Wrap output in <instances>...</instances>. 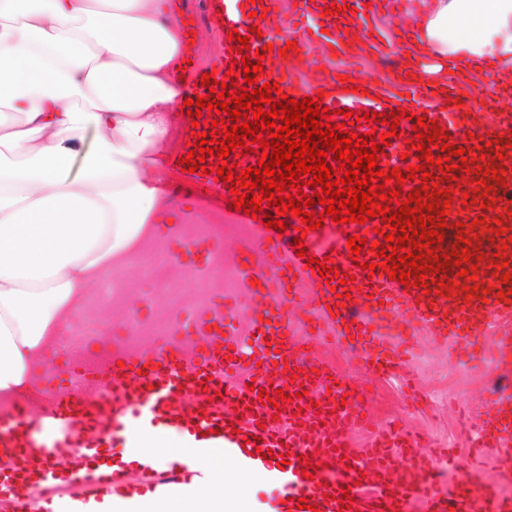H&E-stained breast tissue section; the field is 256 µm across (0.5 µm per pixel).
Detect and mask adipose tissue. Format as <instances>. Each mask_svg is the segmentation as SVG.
<instances>
[{
	"label": "adipose tissue",
	"mask_w": 512,
	"mask_h": 512,
	"mask_svg": "<svg viewBox=\"0 0 512 512\" xmlns=\"http://www.w3.org/2000/svg\"><path fill=\"white\" fill-rule=\"evenodd\" d=\"M184 0H0V395L41 379L89 288L169 223ZM406 65L512 75V0H406ZM69 512H239L219 483Z\"/></svg>",
	"instance_id": "obj_1"
}]
</instances>
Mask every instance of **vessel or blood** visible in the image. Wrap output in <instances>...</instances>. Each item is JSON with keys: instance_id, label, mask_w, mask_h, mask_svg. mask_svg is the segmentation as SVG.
<instances>
[{"instance_id": "b4317fda", "label": "vessel or blood", "mask_w": 512, "mask_h": 512, "mask_svg": "<svg viewBox=\"0 0 512 512\" xmlns=\"http://www.w3.org/2000/svg\"><path fill=\"white\" fill-rule=\"evenodd\" d=\"M332 0H312L314 24L296 22L287 33L274 35L264 12L275 0H202L203 18L212 30L260 26L262 39L251 49L273 45L266 55L263 79L279 82L291 98L323 94L325 106L344 112L366 110L383 114L408 107L435 121L448 142L467 147L472 138L487 140L474 173L451 157L449 213L438 243L439 253L456 252L459 226L483 220L486 230L472 247L484 258L479 266L464 262L440 272H428L430 289L406 287L349 258L348 237L374 241L379 217L364 224L322 223L308 232L311 257L333 256L341 274L354 283L330 288L309 259L297 256L293 245L299 219L285 217L287 232L266 229L264 219L233 212L235 223L248 225L250 236L227 240L209 233L203 202L230 203V191L219 174L180 176L175 195L177 223L163 227L159 237L175 270L217 272L224 263L238 271L231 293L214 294L207 303L179 309L163 338L114 345L95 360L77 350L55 382L18 406L0 410V454H11V470L0 468V487L21 474L31 487L57 482L53 462L58 458L84 468L95 448L122 443L128 456L139 459L131 471L113 470V492L132 495L189 485L193 467L211 457L224 459L225 475L250 473L275 485V512H300L296 501L308 498L317 512H339L343 486H350V512H512V391L485 396L475 415L477 436L465 431L464 397L450 404L435 400L432 386L419 378L413 362L421 346L442 352L451 365L480 370L492 366L512 375V288L496 274L497 254H504L512 273V243L501 246L491 232L496 221L512 227V147L501 148L500 135H512V79L495 87L478 104L464 105L457 86L448 80L402 79L396 90L381 84L372 72L342 70V78L319 80L297 87L285 81L312 38L335 42L350 21L366 23L368 0H349L348 15H320ZM234 59L227 49L213 53L210 63L191 64L193 77L214 73L223 79ZM399 137L385 146L380 168L415 164L419 151L407 141L415 133L401 121ZM505 170L504 182L494 183L490 208L463 205L465 194L478 188V168ZM190 217L194 234L180 220ZM475 269V277L458 276V269ZM486 289L485 300L467 297L471 286ZM351 348L358 371L338 366L336 348ZM267 393L285 388L294 393L283 413L263 404L258 388ZM218 399H210L212 391ZM455 410L452 442H443L414 428L410 419L434 418L444 407ZM150 430L192 439L188 461L164 467L159 458L142 456L139 434ZM259 444H251V437ZM272 457H264V449ZM291 454L285 467L277 455ZM320 464L312 479L301 476L304 454Z\"/></svg>"}]
</instances>
